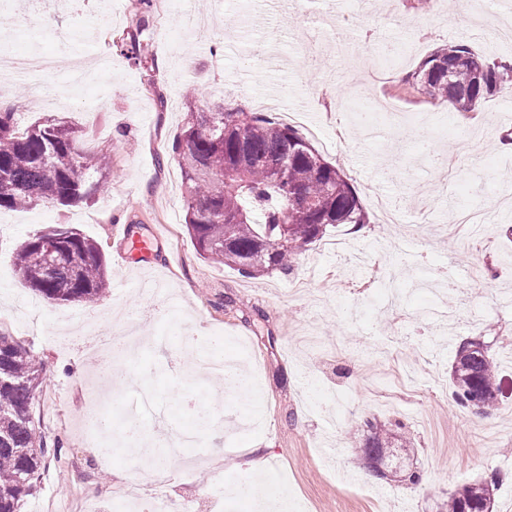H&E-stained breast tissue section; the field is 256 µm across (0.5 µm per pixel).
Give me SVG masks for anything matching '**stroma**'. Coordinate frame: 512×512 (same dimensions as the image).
<instances>
[{
  "mask_svg": "<svg viewBox=\"0 0 512 512\" xmlns=\"http://www.w3.org/2000/svg\"><path fill=\"white\" fill-rule=\"evenodd\" d=\"M388 3L186 0L179 10L154 0L143 33L150 61L136 66L119 42L137 23V0H43L35 24L0 0V53L34 46L56 57L54 71L14 80L0 109L25 123L69 121L86 151L112 156L100 199L0 212V334L43 365L34 414L53 450L21 512H110L106 490L123 488L135 457L127 448L95 457L85 446L80 414L103 391L122 403L150 395L149 434L161 441L212 408L200 447L183 458L163 451L145 486L187 512H250L230 491L257 478L287 495L292 512H437L449 493L495 474L497 510L512 512V392L480 419L457 410L450 381L459 343L477 337L512 383V207L498 204L512 182V152L502 148L512 143V96L459 112L405 82L437 46L463 39L493 62L512 59V42L486 38L488 0ZM190 104L276 116L305 107L298 133L317 130L313 146L356 187L369 224L329 229L287 273L246 278L201 258L171 151ZM386 105L420 120L436 151L456 158V175L434 168L409 130L384 147L361 138L360 115ZM471 198L496 203L485 248L452 219ZM54 224L77 228L106 257L110 288L94 307L52 303L17 275L19 245ZM127 231L150 240V262L131 260ZM423 266L469 273L462 292L447 295V331L422 314L433 299L416 282ZM144 281L162 287L148 295ZM133 313L142 337L127 360L134 379L101 385L86 340L64 339L63 326L89 314L97 336H110ZM213 337L229 354L247 341L252 400L197 370L198 348ZM368 420L399 426L411 446L397 462L416 469L419 484L365 471ZM255 448L268 459L259 477L247 465Z\"/></svg>",
  "mask_w": 512,
  "mask_h": 512,
  "instance_id": "obj_1",
  "label": "stroma"
}]
</instances>
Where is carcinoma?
I'll use <instances>...</instances> for the list:
<instances>
[{"instance_id": "cac0c4a2", "label": "carcinoma", "mask_w": 512, "mask_h": 512, "mask_svg": "<svg viewBox=\"0 0 512 512\" xmlns=\"http://www.w3.org/2000/svg\"><path fill=\"white\" fill-rule=\"evenodd\" d=\"M136 29L120 41L135 64L147 62L140 36L149 26L153 0H138ZM460 112L484 99L512 93V63H483L467 44H446L406 78ZM186 189L185 223L204 259L247 276L289 271L334 224L369 223L354 186L295 129L269 113L220 107L197 112L187 104L174 138ZM111 175L106 155L80 145L79 130L56 118L20 130L15 113L0 111V209L46 201L68 207L96 197ZM56 244L59 263L48 265L44 244ZM20 280L56 304L100 300L109 289L103 253L66 225L30 235L16 253ZM43 367L10 336L0 335V512H19L37 486L49 448L39 436L33 410ZM459 409L488 412L500 401L497 360L486 348L459 345L451 367ZM398 441L384 425H369L360 453L367 467L384 461ZM489 488L464 484L443 504L445 512H489Z\"/></svg>"}]
</instances>
